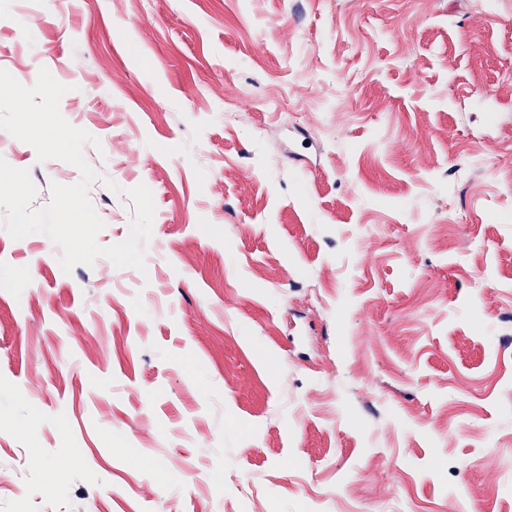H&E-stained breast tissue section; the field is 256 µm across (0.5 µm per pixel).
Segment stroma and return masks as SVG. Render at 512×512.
Returning a JSON list of instances; mask_svg holds the SVG:
<instances>
[{
    "label": "stroma",
    "instance_id": "obj_1",
    "mask_svg": "<svg viewBox=\"0 0 512 512\" xmlns=\"http://www.w3.org/2000/svg\"><path fill=\"white\" fill-rule=\"evenodd\" d=\"M43 67L155 215L0 228V512H512V0H0Z\"/></svg>",
    "mask_w": 512,
    "mask_h": 512
}]
</instances>
